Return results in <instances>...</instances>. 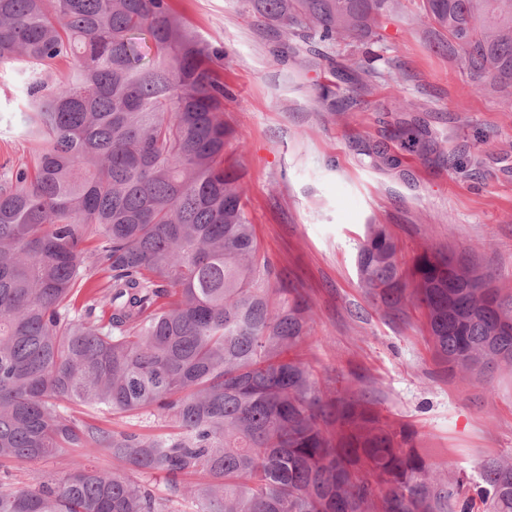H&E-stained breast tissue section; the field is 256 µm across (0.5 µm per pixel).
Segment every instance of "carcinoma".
Listing matches in <instances>:
<instances>
[{"label":"carcinoma","instance_id":"1","mask_svg":"<svg viewBox=\"0 0 512 512\" xmlns=\"http://www.w3.org/2000/svg\"><path fill=\"white\" fill-rule=\"evenodd\" d=\"M247 2L298 45L354 42L400 0ZM421 2L435 48L511 93L512 0ZM222 59L168 0H0V67L28 76L16 134L34 144L30 163L0 172V462L112 459L110 472L79 464L0 486V512H172L175 498L192 512H512V454L457 474L382 417L362 377H315L303 353L313 303L270 284L224 159ZM98 267L110 280L72 312ZM357 268L386 316L424 317L442 372L512 367V306L489 274L430 246L407 263L387 224L366 226ZM64 402L136 429L77 419ZM149 421L162 432H142ZM130 471L162 476L167 496ZM197 473L207 480L189 482Z\"/></svg>","mask_w":512,"mask_h":512}]
</instances>
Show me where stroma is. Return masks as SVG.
<instances>
[{"mask_svg":"<svg viewBox=\"0 0 512 512\" xmlns=\"http://www.w3.org/2000/svg\"><path fill=\"white\" fill-rule=\"evenodd\" d=\"M204 43L224 52L226 159L243 171L246 204L271 279L314 303L307 359L319 378L365 377L382 414L412 425L429 462L457 472L512 452V371L485 378L441 373L418 313L387 317L365 296L357 253L367 225H392L404 257L429 245L493 275L512 301V95L486 94L458 56L434 49L420 0L379 19L375 40L347 48L287 40L245 0H169ZM363 73L336 71L347 57ZM353 98L331 111L324 89ZM22 75L0 69V166L30 160L12 136L24 110ZM415 124L428 146L396 136ZM396 157L376 168L362 153Z\"/></svg>","mask_w":512,"mask_h":512,"instance_id":"1","label":"stroma"}]
</instances>
